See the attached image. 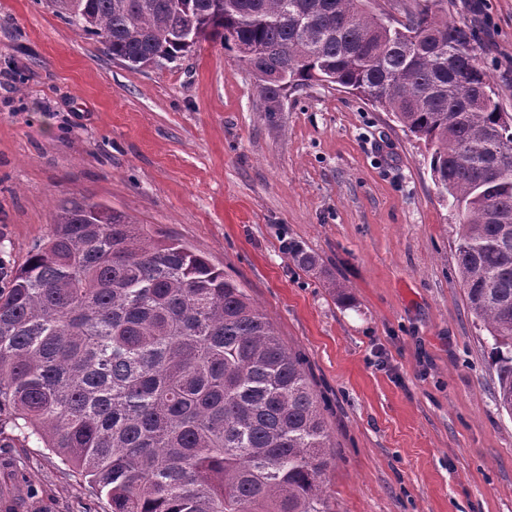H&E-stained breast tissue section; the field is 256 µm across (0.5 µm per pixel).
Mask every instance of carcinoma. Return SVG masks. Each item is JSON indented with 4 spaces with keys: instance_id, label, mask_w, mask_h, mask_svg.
<instances>
[{
    "instance_id": "1",
    "label": "carcinoma",
    "mask_w": 512,
    "mask_h": 512,
    "mask_svg": "<svg viewBox=\"0 0 512 512\" xmlns=\"http://www.w3.org/2000/svg\"><path fill=\"white\" fill-rule=\"evenodd\" d=\"M418 0H55L131 68L204 41L237 52L276 120L288 90L327 82L431 149L455 211L467 307L491 336L512 415V114L477 33ZM36 438L111 512H331L335 458L304 359L240 284L111 207L59 200L0 288V435Z\"/></svg>"
}]
</instances>
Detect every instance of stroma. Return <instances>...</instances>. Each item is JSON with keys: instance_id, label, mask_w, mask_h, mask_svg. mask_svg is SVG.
Masks as SVG:
<instances>
[{"instance_id": "stroma-1", "label": "stroma", "mask_w": 512, "mask_h": 512, "mask_svg": "<svg viewBox=\"0 0 512 512\" xmlns=\"http://www.w3.org/2000/svg\"><path fill=\"white\" fill-rule=\"evenodd\" d=\"M448 19L478 31L512 113V0H448ZM429 156L336 85L290 94L272 123L220 44L133 70L51 0H0V268L46 238L59 199L84 197L224 269L325 402L334 512H512V416ZM108 510L38 442L0 435V512Z\"/></svg>"}]
</instances>
